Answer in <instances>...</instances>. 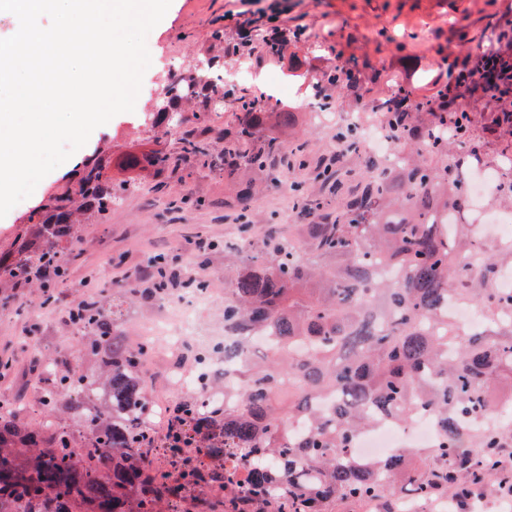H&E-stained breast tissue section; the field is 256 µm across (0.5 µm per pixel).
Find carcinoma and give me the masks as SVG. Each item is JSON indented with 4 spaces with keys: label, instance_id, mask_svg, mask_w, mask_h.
Instances as JSON below:
<instances>
[{
    "label": "carcinoma",
    "instance_id": "cac0c4a2",
    "mask_svg": "<svg viewBox=\"0 0 512 512\" xmlns=\"http://www.w3.org/2000/svg\"><path fill=\"white\" fill-rule=\"evenodd\" d=\"M211 82L197 66L169 71L159 99L146 115L151 127L170 125L191 112L198 124L224 112V156L207 138L186 136L179 158L163 148L126 156L128 165L157 176L176 171L178 160L224 173L230 182L264 171L282 150L279 137L262 136L258 123L270 117L287 129L295 113L263 92L231 94L224 56L204 58ZM329 108L345 87L365 99L373 87L356 78L355 66L336 57L324 75ZM397 145L416 147L422 160L393 175L388 163L374 166L325 214L326 203L292 183L296 208L308 219L307 240L294 249L269 236L258 250L235 249L239 266L224 293V321L266 334L258 360L241 365L236 401L217 403L189 392L171 411L175 428L168 448L175 457L195 448L218 462L203 479L219 483L226 451H235L251 486L245 498H217L210 512H351L377 502L394 512L401 493L415 501L446 498L462 486L480 492L499 475L500 452L512 448V418L478 425L486 418L495 382L512 385V290L495 287L498 270L512 263V243L488 252L477 244L475 225L456 216L470 200L462 172L448 166L454 137L444 130L448 114L410 132L411 110H381ZM318 178L341 195L332 168ZM133 185L112 180L111 162L86 158L71 194L53 196L31 216L35 234L16 253L0 258V281L16 286L56 279L68 266L59 243L79 224H102ZM392 264L402 276L387 279ZM484 311L478 328L460 327L448 300ZM100 355L110 403L87 402L84 377L70 361L49 364L66 410L83 424V453L72 454L73 430L56 418L33 426L10 411L0 413V512H157L162 500L181 496L147 461L153 437L149 400L139 375L152 343L132 345L100 300L76 317ZM331 401L321 410V398ZM427 412L438 436L428 448H402L380 460L346 458L364 430L406 422Z\"/></svg>",
    "mask_w": 512,
    "mask_h": 512
}]
</instances>
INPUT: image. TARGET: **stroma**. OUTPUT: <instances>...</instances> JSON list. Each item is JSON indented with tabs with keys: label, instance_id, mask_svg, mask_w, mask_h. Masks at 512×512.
<instances>
[{
	"label": "stroma",
	"instance_id": "stroma-1",
	"mask_svg": "<svg viewBox=\"0 0 512 512\" xmlns=\"http://www.w3.org/2000/svg\"><path fill=\"white\" fill-rule=\"evenodd\" d=\"M295 12L304 14L307 42L295 70L269 63L259 72L270 82L283 86L278 100L294 111H311L315 98L306 81L305 62L315 55L338 53L354 63L363 79L375 80L386 91L384 65L395 50H402L414 72L415 86L433 76L430 68L437 49H458L468 40L480 51L490 39L496 23L495 5L489 0H291ZM224 12V0H172L162 19L147 36L151 65L144 74L135 109L114 116L96 128L84 147L46 175L24 203L0 218V255L14 252L29 232L28 219L52 194L66 193L74 173L89 155L112 153V173L121 176L127 154L163 147L178 152L181 139L195 127L187 120L170 130L165 139L154 136L143 118L159 96L170 64L191 65L206 38L212 21ZM337 126H298L281 135L285 150L295 144L305 147L307 169L302 178L308 191L319 195L323 189L316 173L327 164L340 172H351L354 180L368 173L364 160L340 151ZM292 174L284 155L270 168L256 175L261 183L254 196L248 224H241L235 205L237 189L209 169L184 165L182 173L158 177L150 173L136 176V188L113 207L102 224L78 225L72 240L61 242L69 252V274L65 281L48 279L44 288H20L0 284V350H14L17 361L13 373L0 379V404L12 406L27 422L40 421L47 409L44 394L49 377L37 376L44 362L77 360L88 381L100 372L99 361L88 347L86 335L75 332L68 316L70 307L98 294L115 299L117 319L131 343L144 341L147 324L159 313L155 297L157 282L144 277L143 268L151 256L167 258L169 294L186 291V277L197 273L214 291L215 303L202 311L200 320L209 327L224 319V290L231 277L232 262L227 247L249 241L261 247L269 235L303 238V218L298 211L285 210L281 187ZM134 289L126 299V289ZM53 297L42 302L43 294ZM183 352L155 346L147 367V389L166 404L178 402L182 391L162 384L166 371L175 364L189 365Z\"/></svg>",
	"mask_w": 512,
	"mask_h": 512
}]
</instances>
